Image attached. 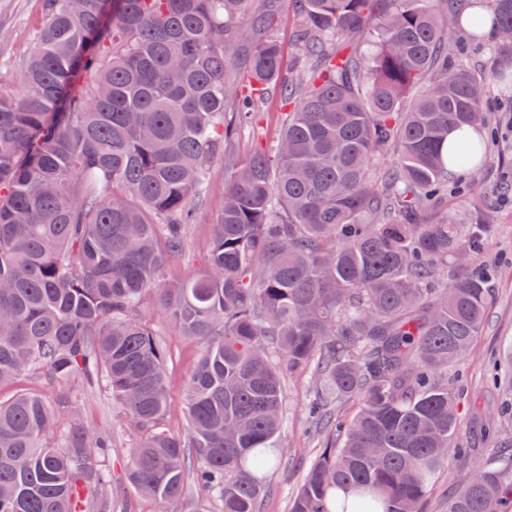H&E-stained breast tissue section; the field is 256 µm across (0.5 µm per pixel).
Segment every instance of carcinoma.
<instances>
[{
  "label": "carcinoma",
  "instance_id": "carcinoma-1",
  "mask_svg": "<svg viewBox=\"0 0 512 512\" xmlns=\"http://www.w3.org/2000/svg\"><path fill=\"white\" fill-rule=\"evenodd\" d=\"M273 0H43L17 94L0 93V384L33 368L103 382L140 439L127 479L159 512L186 473L216 512H259L281 464L285 378L310 373L309 413L333 432L289 512H422L459 429L448 368L465 361L494 296L478 259L488 225L424 215L448 167V127L491 125L490 87L512 94V0L457 24H491L476 73L448 28L449 0H293L292 78ZM250 13L252 20L239 24ZM282 84L291 108L271 152L224 185L203 274L164 279L185 252L209 166L250 104ZM397 142L395 165L376 155ZM203 353L189 430L165 427V350L146 295ZM361 399L349 419L327 408ZM48 401L0 402V512H112V448L71 421L50 441ZM448 512H512V458L476 467Z\"/></svg>",
  "mask_w": 512,
  "mask_h": 512
}]
</instances>
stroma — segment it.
I'll return each mask as SVG.
<instances>
[{
    "label": "stroma",
    "instance_id": "35a3bbf8",
    "mask_svg": "<svg viewBox=\"0 0 512 512\" xmlns=\"http://www.w3.org/2000/svg\"><path fill=\"white\" fill-rule=\"evenodd\" d=\"M44 19L42 0H0V87L19 92L21 70L31 53L33 35ZM491 106L498 136L489 145L475 175L478 190L463 198L455 191L456 179L448 181L449 212L464 219L473 209L482 214L491 226V245L486 255L501 266L482 334L474 341L468 359L456 368L467 388L459 408L458 435L471 443L473 452L468 456H449L445 471L425 500L424 512H446L449 493L461 487L476 466L489 463L490 454L480 438L485 422L480 410L486 405L495 412L501 403L512 401V198L497 190L502 181L498 156L512 151V99L495 95ZM285 111L280 95L269 93L256 112L252 128L235 139L231 158L220 156L212 162L206 199L197 210L195 224L189 228L187 253L168 265L166 280H187L204 270L211 247L213 217L224 202V180L231 170L232 158L269 151L281 133ZM149 323L167 352L166 423L172 432L182 434L187 430V384L202 344L176 333L159 314H150ZM312 387L307 376L290 379L285 385L286 420L279 440L285 461L268 477L271 492L263 500L261 512H288L290 497L300 488L310 463L321 451L322 441L313 436L307 419V399ZM22 392L39 393L55 408L53 441L65 438L75 416L80 417L89 432L111 433L114 450L100 467L108 475L115 496L131 504L132 512H156L155 502L135 491L126 479V450L138 435L128 427L122 408L104 388L74 382L60 384L34 370L0 386V400L8 401Z\"/></svg>",
    "mask_w": 512,
    "mask_h": 512
}]
</instances>
